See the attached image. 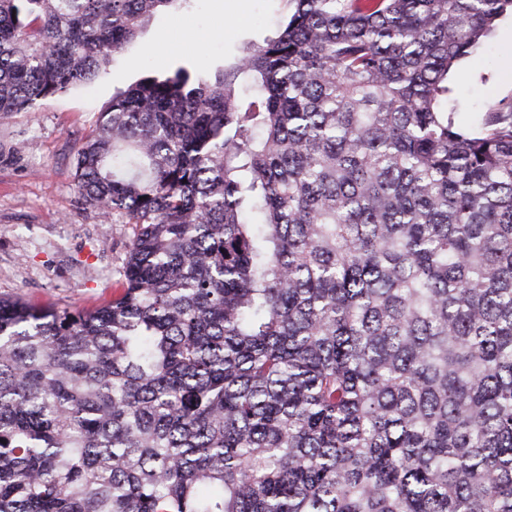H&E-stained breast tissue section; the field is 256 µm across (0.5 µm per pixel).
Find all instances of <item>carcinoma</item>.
<instances>
[{
  "mask_svg": "<svg viewBox=\"0 0 512 512\" xmlns=\"http://www.w3.org/2000/svg\"><path fill=\"white\" fill-rule=\"evenodd\" d=\"M174 2L0 0V114ZM289 2L78 150L135 233L92 311L0 298V512H512V96L449 84L512 0Z\"/></svg>",
  "mask_w": 512,
  "mask_h": 512,
  "instance_id": "obj_1",
  "label": "carcinoma"
}]
</instances>
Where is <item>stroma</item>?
<instances>
[{
  "mask_svg": "<svg viewBox=\"0 0 512 512\" xmlns=\"http://www.w3.org/2000/svg\"><path fill=\"white\" fill-rule=\"evenodd\" d=\"M287 0H183L146 24L88 85L0 116V297L58 311L111 298L133 225L87 205L74 181L76 154L113 94L146 75L184 68L212 79L243 51L275 35ZM512 17L483 59L453 77L463 112L478 119L491 98L512 96Z\"/></svg>",
  "mask_w": 512,
  "mask_h": 512,
  "instance_id": "35a3bbf8",
  "label": "stroma"
}]
</instances>
